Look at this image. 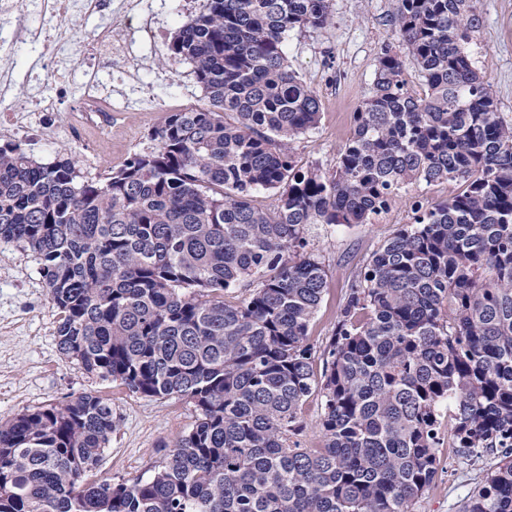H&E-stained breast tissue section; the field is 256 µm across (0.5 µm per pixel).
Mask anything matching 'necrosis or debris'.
I'll return each mask as SVG.
<instances>
[{
  "label": "necrosis or debris",
  "instance_id": "1",
  "mask_svg": "<svg viewBox=\"0 0 512 512\" xmlns=\"http://www.w3.org/2000/svg\"><path fill=\"white\" fill-rule=\"evenodd\" d=\"M28 6L29 17H22L21 6ZM98 15L100 23L91 36V51L98 62L109 63L117 72L132 80L149 74L151 85L169 84L172 71L147 72L143 47L162 38L164 28L156 14L143 8L142 0H0V16L15 18L16 24L0 36V102L13 98L18 86V68H25L27 80L41 81L44 68H51L50 89L33 96L27 106L0 111V129L25 141L37 135L51 139L53 130L42 127L45 113L58 111L64 95L77 98L70 134L89 128L101 136L112 135V114L131 111V103L114 104L100 80L96 66L76 69L66 67L70 55L71 29L76 18ZM126 20V34L112 36V18Z\"/></svg>",
  "mask_w": 512,
  "mask_h": 512
}]
</instances>
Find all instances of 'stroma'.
<instances>
[{
  "label": "stroma",
  "instance_id": "obj_1",
  "mask_svg": "<svg viewBox=\"0 0 512 512\" xmlns=\"http://www.w3.org/2000/svg\"><path fill=\"white\" fill-rule=\"evenodd\" d=\"M394 0H332V20L321 28L290 33L285 45L288 64L318 95L321 121L292 148L300 168L320 167L333 172L341 147L353 134L352 114L372 93L380 50L405 48L392 24ZM478 19L469 46L481 75L491 84L498 109L512 118V0H475ZM169 41L160 39L149 49L155 69L176 68L180 90L204 105L205 94L188 61H175ZM147 112L112 115V145L86 158L81 142L67 135L68 111L50 114L58 129L52 141L34 137L26 146L45 162L61 149L71 150L83 176L93 178L108 167H120L133 153L150 145L148 133L165 113L179 103L167 89L150 90ZM458 191L453 182H438L414 189L412 196L396 197L372 223L330 227L312 224L308 238L328 271L327 289L309 329L315 349L325 347L333 334L336 313L351 277L390 233L411 223L412 200L435 204ZM59 313L48 298L35 253L17 244L0 242V420L36 407L92 394L110 400L117 427L94 471L93 480L132 482L153 474L166 445L186 432L196 419L193 404L175 397L149 398L132 394L117 381L100 379L62 356L55 336ZM438 476L418 500L415 512H457L463 498L495 465L496 455L467 457L453 445L449 422L441 424L437 451Z\"/></svg>",
  "mask_w": 512,
  "mask_h": 512
}]
</instances>
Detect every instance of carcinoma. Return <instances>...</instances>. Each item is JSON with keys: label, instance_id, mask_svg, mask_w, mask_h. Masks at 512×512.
Here are the masks:
<instances>
[{"label": "carcinoma", "instance_id": "1", "mask_svg": "<svg viewBox=\"0 0 512 512\" xmlns=\"http://www.w3.org/2000/svg\"><path fill=\"white\" fill-rule=\"evenodd\" d=\"M330 19L331 0H207L169 50L208 104L165 113L149 150L95 180L71 154L42 163L0 145V241L38 255L59 351L198 411L130 484L86 480L116 427L102 397L0 422V512H414L445 414L458 447L500 451L460 512H512V119L466 50L474 0H395L407 54L382 50L327 174L290 153L321 104L284 45ZM442 181L462 188L412 202L413 222L353 277L315 350L327 272L307 226L367 224ZM260 191L272 209L254 204ZM242 286L240 303L224 300ZM315 393L324 444L306 448Z\"/></svg>", "mask_w": 512, "mask_h": 512}]
</instances>
